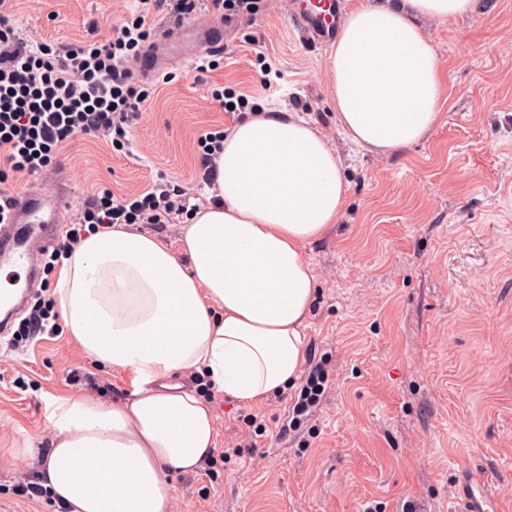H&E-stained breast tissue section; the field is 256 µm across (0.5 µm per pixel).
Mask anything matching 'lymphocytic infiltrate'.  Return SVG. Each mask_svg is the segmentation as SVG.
Masks as SVG:
<instances>
[{
	"instance_id": "obj_1",
	"label": "lymphocytic infiltrate",
	"mask_w": 512,
	"mask_h": 512,
	"mask_svg": "<svg viewBox=\"0 0 512 512\" xmlns=\"http://www.w3.org/2000/svg\"><path fill=\"white\" fill-rule=\"evenodd\" d=\"M197 6L198 0H138L108 40L64 47L21 37L9 19L11 0H0V183L13 173L43 172L78 134L108 136L123 147L130 121L153 94L135 81L133 65L145 54L154 13L169 8L180 22ZM175 214L194 211L182 191L167 184L122 199L106 190L77 215L61 250L70 252L85 227L165 224Z\"/></svg>"
}]
</instances>
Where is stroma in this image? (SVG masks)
<instances>
[{"instance_id":"35a3bbf8","label":"stroma","mask_w":512,"mask_h":512,"mask_svg":"<svg viewBox=\"0 0 512 512\" xmlns=\"http://www.w3.org/2000/svg\"><path fill=\"white\" fill-rule=\"evenodd\" d=\"M132 0H14L23 36L64 46L104 40ZM169 82L133 121L123 149L76 135L53 168L14 174L1 188L53 206L66 238L73 215L102 190L136 194L157 178L210 202L197 140L229 129L249 95L252 114L297 112L327 137L348 184L343 215L304 255L317 282L306 336L329 371L318 405L295 413L300 386L247 406L201 385L224 451L210 475L172 478L174 512H450L465 471L512 512V0H474L455 20L423 19L444 72L446 102L427 136L389 157L341 131L329 51L293 29L288 0H255L227 23L198 10L181 27L154 21ZM217 42L216 69L192 51ZM223 87V101L211 91ZM125 375L92 364L66 332L0 345V512H56L30 500L37 463L26 438L48 443L52 398L112 402ZM265 424L255 436L250 416ZM242 444L240 454L229 453Z\"/></svg>"}]
</instances>
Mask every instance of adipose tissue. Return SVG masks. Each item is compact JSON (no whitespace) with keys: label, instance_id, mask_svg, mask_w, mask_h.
I'll list each match as a JSON object with an SVG mask.
<instances>
[{"label":"adipose tissue","instance_id":"ef3b65f1","mask_svg":"<svg viewBox=\"0 0 512 512\" xmlns=\"http://www.w3.org/2000/svg\"><path fill=\"white\" fill-rule=\"evenodd\" d=\"M473 0H366L328 57L337 122L387 156L422 140L445 101L440 62L418 20L468 14ZM213 203L176 245L118 224L63 261L55 310L93 362L129 377L115 403L70 394L50 403L40 484L61 512H173L169 478L217 450L209 401L178 376L200 373L244 405L294 386L308 358L316 293L304 259L341 218L347 183L308 120L247 117L227 130Z\"/></svg>","mask_w":512,"mask_h":512}]
</instances>
